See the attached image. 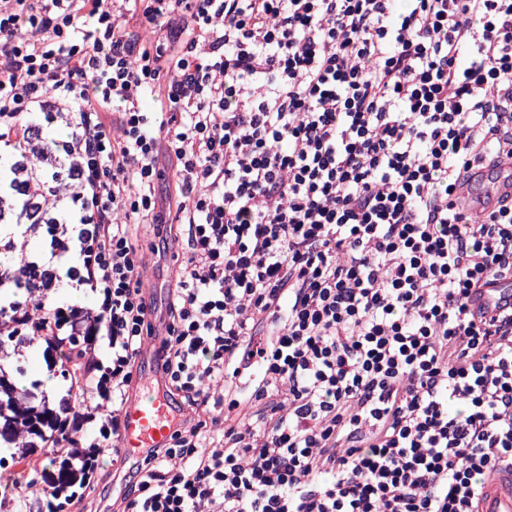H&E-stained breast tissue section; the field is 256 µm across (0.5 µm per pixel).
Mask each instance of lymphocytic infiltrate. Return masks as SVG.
<instances>
[{
	"label": "lymphocytic infiltrate",
	"mask_w": 512,
	"mask_h": 512,
	"mask_svg": "<svg viewBox=\"0 0 512 512\" xmlns=\"http://www.w3.org/2000/svg\"><path fill=\"white\" fill-rule=\"evenodd\" d=\"M0 156V355L86 369L34 447L83 408L81 483L147 349L175 412L110 512H474L512 465L468 307L512 202L456 204L512 159V0H0ZM133 224L185 242L161 327Z\"/></svg>",
	"instance_id": "f902f5d3"
}]
</instances>
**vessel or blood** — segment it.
Here are the masks:
<instances>
[{
  "label": "vessel or blood",
  "instance_id": "1",
  "mask_svg": "<svg viewBox=\"0 0 512 512\" xmlns=\"http://www.w3.org/2000/svg\"><path fill=\"white\" fill-rule=\"evenodd\" d=\"M512 199V164H491L473 172L461 196L472 219L496 208L499 200ZM512 307V282L507 280L478 289L472 296L474 311L496 313ZM124 428L120 450L138 459L143 449L162 444L171 432V404L159 390L144 386L123 412ZM475 512H512V467L487 476Z\"/></svg>",
  "mask_w": 512,
  "mask_h": 512
}]
</instances>
